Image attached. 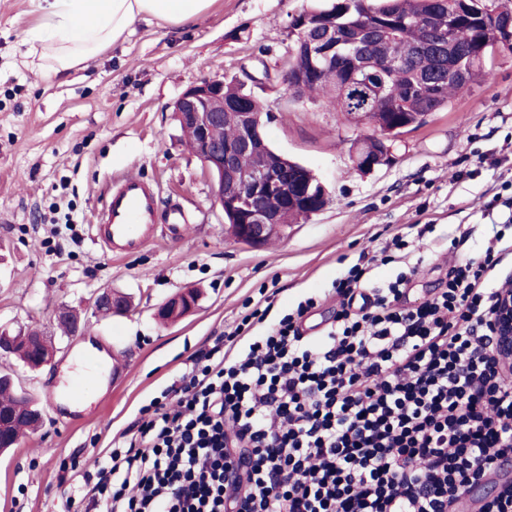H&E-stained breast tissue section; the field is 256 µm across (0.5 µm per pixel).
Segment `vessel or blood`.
Returning a JSON list of instances; mask_svg holds the SVG:
<instances>
[{
  "label": "vessel or blood",
  "mask_w": 512,
  "mask_h": 512,
  "mask_svg": "<svg viewBox=\"0 0 512 512\" xmlns=\"http://www.w3.org/2000/svg\"><path fill=\"white\" fill-rule=\"evenodd\" d=\"M104 221L96 225L94 240L106 253H128L138 250L156 235L157 199L154 189L134 177L116 179L106 195L102 209ZM86 369L67 389L69 400L83 399L94 382L93 373L99 360L95 354L81 355Z\"/></svg>",
  "instance_id": "1"
}]
</instances>
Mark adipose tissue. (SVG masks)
Returning <instances> with one entry per match:
<instances>
[{"mask_svg":"<svg viewBox=\"0 0 512 512\" xmlns=\"http://www.w3.org/2000/svg\"><path fill=\"white\" fill-rule=\"evenodd\" d=\"M38 14L20 33L29 57L55 73L82 70L140 19L182 26L207 16L214 0H31Z\"/></svg>","mask_w":512,"mask_h":512,"instance_id":"ef3b65f1","label":"adipose tissue"}]
</instances>
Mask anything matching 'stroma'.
<instances>
[{
	"instance_id": "stroma-1",
	"label": "stroma",
	"mask_w": 512,
	"mask_h": 512,
	"mask_svg": "<svg viewBox=\"0 0 512 512\" xmlns=\"http://www.w3.org/2000/svg\"><path fill=\"white\" fill-rule=\"evenodd\" d=\"M313 0H215L208 17L175 29L141 20L84 71L48 74L18 41L36 21L30 0H0V328L42 330L58 352L30 371L0 360L43 416L0 455V512H65L61 477L94 471L139 409L177 386L190 356L231 330L262 294L277 320L312 296L308 325L331 322L332 288L361 257L393 237L409 244L418 273L410 300L423 301L455 259L478 256L495 234L512 236L493 192L512 195V54H497L494 77L456 93L387 142V160L359 169L368 125L295 97L282 76L291 61L290 21ZM206 78L236 79L271 119L270 145L309 169L328 202L260 249L224 231L211 179L185 146L174 101ZM134 176L158 194V211L186 216L179 237L158 232L140 250L107 254L93 244L112 177ZM201 288L197 309L173 324L154 312L181 288ZM131 294L125 316L101 318L94 293ZM66 305L89 316L84 337L67 338L52 319ZM96 350L111 369L77 405L51 399L74 376L78 355Z\"/></svg>"
}]
</instances>
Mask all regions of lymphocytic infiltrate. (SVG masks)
<instances>
[{
    "label": "lymphocytic infiltrate",
    "mask_w": 512,
    "mask_h": 512,
    "mask_svg": "<svg viewBox=\"0 0 512 512\" xmlns=\"http://www.w3.org/2000/svg\"><path fill=\"white\" fill-rule=\"evenodd\" d=\"M504 255L487 245L416 304L411 275L371 288L352 266L315 336L314 298L269 328L253 309L71 493L84 512H455L512 461V372L492 355Z\"/></svg>",
    "instance_id": "1"
}]
</instances>
